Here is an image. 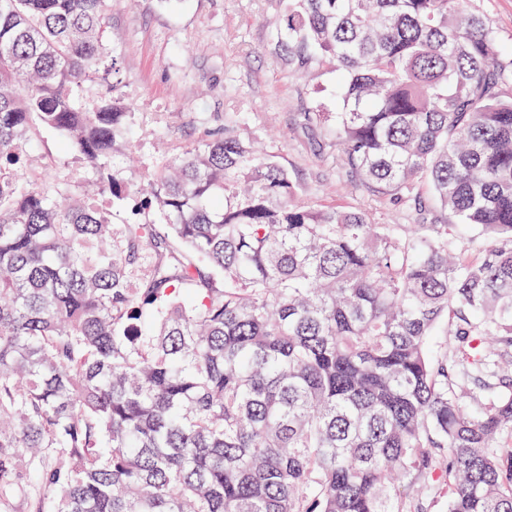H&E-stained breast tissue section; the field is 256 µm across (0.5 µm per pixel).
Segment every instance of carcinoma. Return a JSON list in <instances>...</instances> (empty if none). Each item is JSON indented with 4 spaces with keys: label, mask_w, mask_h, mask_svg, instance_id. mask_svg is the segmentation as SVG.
Returning <instances> with one entry per match:
<instances>
[{
    "label": "carcinoma",
    "mask_w": 512,
    "mask_h": 512,
    "mask_svg": "<svg viewBox=\"0 0 512 512\" xmlns=\"http://www.w3.org/2000/svg\"><path fill=\"white\" fill-rule=\"evenodd\" d=\"M104 3L0 0V512H512L495 32L467 0H288L289 61L342 78L339 110L304 120L415 219L373 224L294 203L277 157L224 128L140 193L129 107L76 103ZM35 121L135 218L22 188Z\"/></svg>",
    "instance_id": "cac0c4a2"
}]
</instances>
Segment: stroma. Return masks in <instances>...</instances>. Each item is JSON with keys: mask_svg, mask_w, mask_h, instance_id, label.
Masks as SVG:
<instances>
[{"mask_svg": "<svg viewBox=\"0 0 512 512\" xmlns=\"http://www.w3.org/2000/svg\"><path fill=\"white\" fill-rule=\"evenodd\" d=\"M512 58V0H469ZM287 0H106L108 47L80 93H107L132 112L126 178L146 181L148 161L173 159L209 130L248 135L279 157L296 184V202L365 211L378 224H406L402 207L351 182L331 127L309 126L305 113L335 111V72L298 73L277 46ZM23 182H68L82 193L95 175L69 141L33 125L24 143Z\"/></svg>", "mask_w": 512, "mask_h": 512, "instance_id": "1", "label": "stroma"}]
</instances>
